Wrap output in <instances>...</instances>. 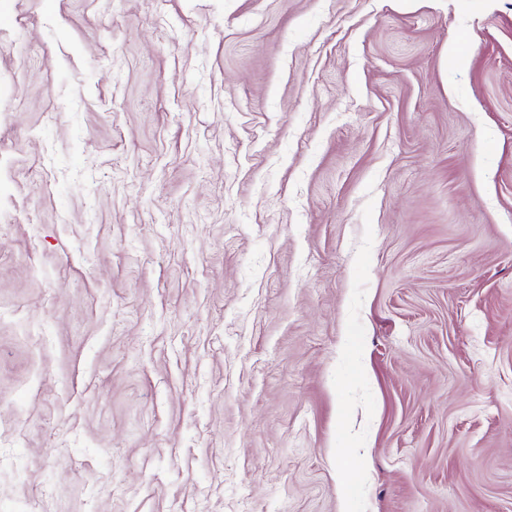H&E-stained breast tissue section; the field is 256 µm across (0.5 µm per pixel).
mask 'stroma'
<instances>
[{"label":"stroma","mask_w":512,"mask_h":512,"mask_svg":"<svg viewBox=\"0 0 512 512\" xmlns=\"http://www.w3.org/2000/svg\"><path fill=\"white\" fill-rule=\"evenodd\" d=\"M0 512H512V0H0Z\"/></svg>","instance_id":"obj_1"}]
</instances>
